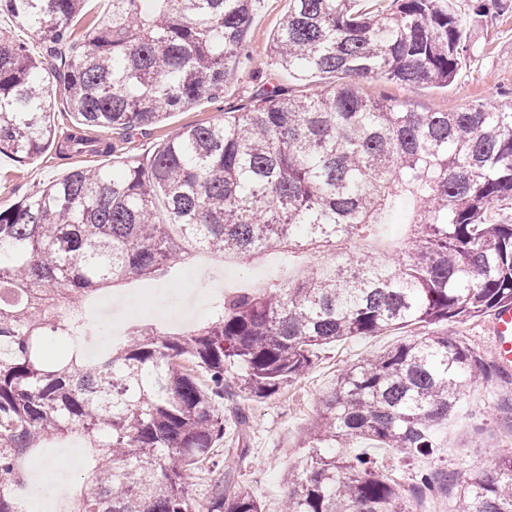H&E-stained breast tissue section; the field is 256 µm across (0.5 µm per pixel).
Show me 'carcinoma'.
I'll return each mask as SVG.
<instances>
[{
  "label": "carcinoma",
  "instance_id": "carcinoma-1",
  "mask_svg": "<svg viewBox=\"0 0 512 512\" xmlns=\"http://www.w3.org/2000/svg\"><path fill=\"white\" fill-rule=\"evenodd\" d=\"M110 2L77 49L69 30L86 0H0L44 44L37 58L0 38V153L32 159L54 139L46 70L75 119L65 151L88 155L112 142L87 129L126 132L215 99L249 60L256 0ZM270 52L295 78L348 81L302 97L265 84L248 106L183 127L124 170L77 167L0 208V512H19L4 486L25 483L22 457L74 429L98 459L70 512H263L230 476L204 499L189 493L187 471L228 462L213 452L221 404L278 393L323 345L512 305V109L418 112L358 85L453 82L473 52L455 0H391L388 10L380 0H288ZM406 193L417 207L394 259L353 250L311 264L286 288L224 295L183 333L134 323L97 363L70 343L44 349L51 336L88 333L57 305L78 310L133 276L166 280L197 251L251 260L374 238ZM491 373L435 334L353 365L305 433L309 452L301 473H288L281 512H409L377 462L327 449L366 439L405 459L431 454L435 427ZM461 490L463 512H512V455Z\"/></svg>",
  "mask_w": 512,
  "mask_h": 512
}]
</instances>
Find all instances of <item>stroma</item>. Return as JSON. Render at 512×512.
<instances>
[{
  "mask_svg": "<svg viewBox=\"0 0 512 512\" xmlns=\"http://www.w3.org/2000/svg\"><path fill=\"white\" fill-rule=\"evenodd\" d=\"M457 8L463 24L470 28L474 52L455 81L446 86L427 83L401 87L376 78L363 81L364 92L387 95L418 111H455L479 101L497 107L512 105V7L493 18L473 15L468 0H458ZM287 10L288 0H257L246 36L250 60L225 83L223 95L186 105L166 114L161 122L129 134H113L110 154L65 159L52 145L24 162L1 154L0 207L17 203L31 189L78 166L122 170L128 161L152 153L176 130L215 121L224 112L247 104L269 80H276L294 95H309L341 83L338 75L297 80L272 65L270 45ZM308 259L305 253L271 251L247 263L231 260L229 269L243 277L262 276L267 284H284L289 274L303 270ZM490 321L486 314L465 323L443 322L434 326L433 332L465 343L488 364L492 361ZM424 333L417 325L395 326L377 336H355L324 345L314 367L278 395L244 401L254 426L246 437L248 453L239 461L236 474L265 512H279L288 492L287 472L301 471L307 454L302 446L304 432L337 377L359 360ZM435 437L438 447L434 453L407 461L400 459L395 449L379 448L368 440L356 442L353 450L372 455L386 474L395 478L409 512L422 504L433 505L438 512H462L458 486L473 472L512 454V378L496 374L468 389L455 416L436 429ZM32 455L41 460V471L47 476L65 471L67 491H86L84 477L93 461L80 434L43 442ZM423 471L445 472L451 481L439 492L419 493L418 475Z\"/></svg>",
  "mask_w": 512,
  "mask_h": 512,
  "instance_id": "stroma-1",
  "label": "stroma"
}]
</instances>
